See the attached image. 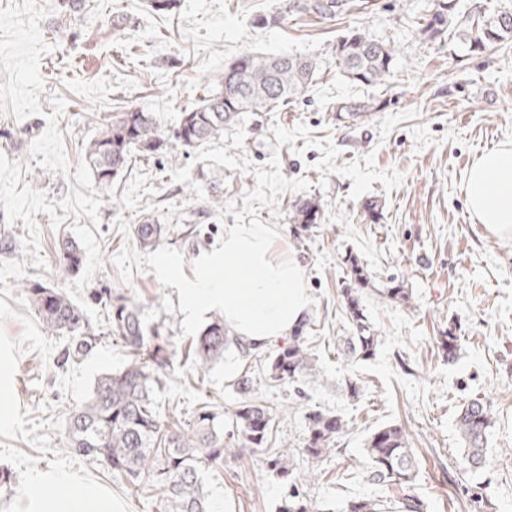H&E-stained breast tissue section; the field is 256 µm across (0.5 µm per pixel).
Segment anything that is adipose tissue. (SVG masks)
<instances>
[{
	"label": "adipose tissue",
	"mask_w": 512,
	"mask_h": 512,
	"mask_svg": "<svg viewBox=\"0 0 512 512\" xmlns=\"http://www.w3.org/2000/svg\"><path fill=\"white\" fill-rule=\"evenodd\" d=\"M466 194L477 221L512 236V143L474 161ZM183 297L188 318L223 310L225 326L259 348L293 334L310 306L301 263L279 251L277 233L260 224L227 225L223 252L207 259ZM72 482L64 470L32 471L19 512H121L99 486Z\"/></svg>",
	"instance_id": "1"
}]
</instances>
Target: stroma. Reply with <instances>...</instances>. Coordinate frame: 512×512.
I'll return each instance as SVG.
<instances>
[{"label": "stroma", "mask_w": 512, "mask_h": 512, "mask_svg": "<svg viewBox=\"0 0 512 512\" xmlns=\"http://www.w3.org/2000/svg\"><path fill=\"white\" fill-rule=\"evenodd\" d=\"M291 0H175L155 12L150 0H0V226L22 242L0 258V338L16 366L0 429V467L23 489L31 469H63L75 485L109 490L124 512H165L160 494L134 492L106 465L63 450L70 410L95 379L122 369V342L104 336L89 355L58 366L69 337L48 335L20 286L31 280L64 291L90 321L105 328L107 311L92 300L109 288L138 303L157 327L172 366L155 389L167 424L189 429L210 403L221 428L231 426V384L244 363L225 355L207 371L188 357L211 322L188 323L180 290L194 282L205 256L224 246L228 224H263L281 234L300 260L310 295L307 332L320 381L296 396L252 366L255 396L275 412L270 441L297 451V473L309 499L332 508L351 499L397 507L406 496L423 512H471L468 492L482 485L485 512H512V238L475 223L465 183L477 156L512 143V45L469 53L448 37L421 35L437 0H345L320 18L289 11ZM287 10L281 24L259 27L261 14ZM394 44L400 59L385 84L362 85L336 67V44L353 29ZM246 51L301 54L318 66L308 93L275 112H246L220 138L186 148L169 139L164 154L135 158L103 198L84 148L104 120L140 109L174 131L182 112L218 87L225 67ZM353 100L376 109L360 118L336 111ZM223 198L213 207L212 196ZM316 198L320 222L298 236L291 205ZM376 201L378 222L363 204ZM169 225L156 249L141 248L132 225ZM83 253L79 272L60 276L57 244ZM358 255L374 279L362 304L380 345L353 362L341 342L350 320L341 290L346 254ZM396 278L411 306L382 299ZM457 323L459 357L446 363L436 338ZM361 393L347 397V378ZM482 399L493 426L478 472L462 462L456 429L461 406ZM340 413L346 434L328 458L300 455L308 409ZM400 423L418 460L407 486L367 478V437ZM237 454L203 472L223 512H276L281 485L263 453L231 440Z\"/></svg>", "instance_id": "1"}]
</instances>
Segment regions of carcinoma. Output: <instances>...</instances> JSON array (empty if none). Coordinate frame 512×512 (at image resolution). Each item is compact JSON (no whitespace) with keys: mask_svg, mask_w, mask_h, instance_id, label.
<instances>
[{"mask_svg":"<svg viewBox=\"0 0 512 512\" xmlns=\"http://www.w3.org/2000/svg\"><path fill=\"white\" fill-rule=\"evenodd\" d=\"M343 6L341 0H304L299 11L324 18ZM457 0H444L427 18L422 33L435 39L445 30L453 31L457 44L473 53L491 51L512 41V5L470 15L456 20ZM399 51L390 43L376 40L357 29L336 44V67L348 78L364 84H380L389 76ZM316 63L294 55L267 56L248 51L224 69L222 88L210 90L200 104L182 113L175 137L187 148L218 137L224 126L236 121L244 112H273L304 96L314 83ZM166 134L149 112L134 109L102 124L89 142L86 154L94 179L106 197L112 182L126 171L132 158H150L163 150ZM322 206L315 198L294 203L293 220L298 231L309 232L317 223ZM164 224H136L133 237L144 249L158 247L168 235ZM19 243L8 229L0 231V257L9 258ZM58 272L75 274L83 265V254L70 240L60 244ZM349 284L342 289L344 307L351 320V336L344 348L353 360L372 358L380 339L364 313L361 293L371 285L366 265L355 255L345 258ZM29 307L47 334L70 337L61 364L80 359L89 352L97 333L81 307L70 297L41 282L22 286ZM392 302L410 305L411 293L393 281L379 290ZM94 300L108 306L110 335L119 338L128 350L130 361L121 370L100 375L87 401L73 407L68 418V439L63 450L99 461L112 474L132 485L149 476L152 486L163 494L170 512H212L202 481V469L224 466V456L232 451L224 442V430L216 422L212 406L199 408L193 428L173 431L155 402L154 385L170 367V357L155 344V332L140 316L138 306L122 294L105 288ZM302 323L288 341L272 351L265 362L266 375L273 382L286 383L295 393L318 381L319 369L307 347ZM439 350L449 363L458 356V337L453 329L438 336ZM255 348L235 336L224 326V316L212 319L194 342V363L202 368L209 363L235 354L244 360ZM255 378L248 370L233 383L238 396L232 414V427L244 439L243 447L260 450L267 446L272 420L269 406L252 397ZM307 437L302 453L319 460L335 451L336 440L346 431L348 422L336 412L312 409L306 414ZM464 444L463 460L472 469L481 467L484 449L492 427L490 411L481 399L464 405L456 420ZM370 460V481L409 485L416 477V457L401 427L394 423L372 432L365 443ZM267 467L283 482L284 492L277 512H320L299 490L294 476L295 455L281 450L268 457ZM341 512H381L380 504L369 499H354Z\"/></svg>","mask_w":512,"mask_h":512,"instance_id":"cac0c4a2","label":"carcinoma"}]
</instances>
